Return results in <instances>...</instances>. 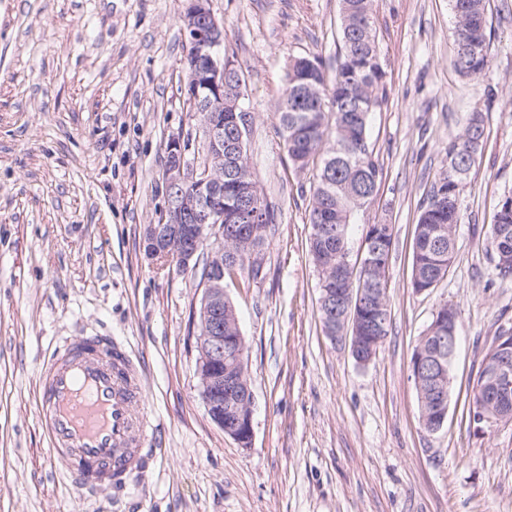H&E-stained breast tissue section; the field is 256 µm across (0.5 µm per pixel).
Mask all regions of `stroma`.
Segmentation results:
<instances>
[{"mask_svg":"<svg viewBox=\"0 0 512 512\" xmlns=\"http://www.w3.org/2000/svg\"><path fill=\"white\" fill-rule=\"evenodd\" d=\"M188 0H0V512H512V423L476 428L468 398L512 277L486 234L512 194V0H489L488 67L458 74L450 0H372L385 97L370 135L382 176L354 224L394 227L390 333L369 364L324 333L306 248L311 171L276 132L290 57L333 71L340 0H212L245 76L249 166L275 221L263 278H225L254 393L243 447L209 417L196 370L200 274L144 242L165 206L168 139L201 147L182 80ZM481 113L484 142L460 196L456 255L425 293L412 238L445 149ZM456 308L448 417L422 428L411 356L434 312ZM109 336L139 367L158 431L144 477L86 495L62 477L37 413L63 339Z\"/></svg>","mask_w":512,"mask_h":512,"instance_id":"1","label":"stroma"}]
</instances>
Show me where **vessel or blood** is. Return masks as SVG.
Wrapping results in <instances>:
<instances>
[{
  "label": "vessel or blood",
  "mask_w": 512,
  "mask_h": 512,
  "mask_svg": "<svg viewBox=\"0 0 512 512\" xmlns=\"http://www.w3.org/2000/svg\"><path fill=\"white\" fill-rule=\"evenodd\" d=\"M105 336L66 340L42 374L37 408L50 453L64 474L91 492L123 489L143 473L151 451L141 445L155 426L141 410L142 379L131 359L112 357Z\"/></svg>",
  "instance_id": "b4317fda"
}]
</instances>
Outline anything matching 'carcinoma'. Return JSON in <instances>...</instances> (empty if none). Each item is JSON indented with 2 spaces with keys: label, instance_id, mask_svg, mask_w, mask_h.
<instances>
[{
  "label": "carcinoma",
  "instance_id": "carcinoma-1",
  "mask_svg": "<svg viewBox=\"0 0 512 512\" xmlns=\"http://www.w3.org/2000/svg\"><path fill=\"white\" fill-rule=\"evenodd\" d=\"M456 18L455 54L452 64L463 76L477 75L488 65L486 0H451ZM371 0H341L339 38L340 62L334 78L326 76L322 63L315 56L299 57L288 72V87L292 88L297 109L278 112V134L288 157L296 169H306L314 162L326 137L333 144L321 156L318 173L310 186L312 194L307 238L308 253L314 265H319L327 252L344 257L349 255L348 238L359 211L367 206L371 191L378 184L380 165L369 135L371 113L379 106L374 88L373 60L378 57L374 34ZM326 91L333 99L334 111L316 112L307 107L309 88ZM484 127L482 115L471 114L463 132L448 143V170L430 185L423 199L412 246L411 288L421 289L444 278L455 259L453 233L460 220V191H450L455 183L464 182L482 150ZM267 220L255 223L226 224L233 235L230 243L236 258L224 266V272L247 270L249 277L263 275V264L252 265L250 250L262 249L272 224L273 209L264 203ZM512 226V197L498 205L493 224L488 229V244L495 268L502 277L512 276V243L505 246L496 241L495 231ZM363 260L372 261L367 307L374 308L387 301V273L394 243L393 225H365ZM389 323L372 315L360 331L365 350L376 342H384ZM489 409L481 378H476L471 390L469 413Z\"/></svg>",
  "mask_w": 512,
  "mask_h": 512
}]
</instances>
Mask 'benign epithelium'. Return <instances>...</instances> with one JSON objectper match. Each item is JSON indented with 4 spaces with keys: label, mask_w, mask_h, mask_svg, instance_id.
I'll return each mask as SVG.
<instances>
[{
    "label": "benign epithelium",
    "mask_w": 512,
    "mask_h": 512,
    "mask_svg": "<svg viewBox=\"0 0 512 512\" xmlns=\"http://www.w3.org/2000/svg\"><path fill=\"white\" fill-rule=\"evenodd\" d=\"M182 22L194 52L205 61L204 68L191 78L193 91L208 92L205 104L213 112H222L224 105H229L237 112L235 127L226 137L222 119L202 126L203 146L208 154V162L202 172L188 164L183 136L169 139L165 167L166 205L160 223L147 226L145 239L152 254L170 253V258L182 271L189 269L201 252L207 253L211 275L203 281L200 307L203 334L198 339V346L202 361L208 366L217 367L228 361L236 367L224 376V389L230 397L227 411L244 421L245 428L238 433L225 427L222 415L214 418L213 422L239 444L249 447L253 435L254 394L245 370L244 345L240 337L224 336L226 330L235 331L238 320L235 311L224 310V247H212L210 242H224V225L253 221L261 213L256 187L244 178L235 182L237 196L244 206L230 216L224 213V160L244 152L250 133L251 111L247 104V88L240 78L236 80L229 98H224V83L237 72V68L233 60L224 55V24L214 15L211 0H189ZM321 285V303L330 339L348 345L355 356L359 350L358 332L364 314V282L340 292L324 281ZM435 340L436 346L422 349L414 363L430 369L428 383L435 394V400L430 404L431 411L443 419L448 412L445 403L451 383L447 360L456 351V330H451L446 336H437ZM480 372L492 402L505 404L512 401V330H501V335L481 364Z\"/></svg>",
    "instance_id": "benign-epithelium-1"
}]
</instances>
